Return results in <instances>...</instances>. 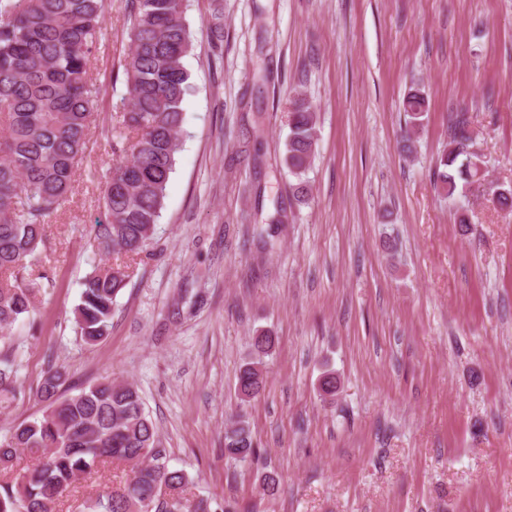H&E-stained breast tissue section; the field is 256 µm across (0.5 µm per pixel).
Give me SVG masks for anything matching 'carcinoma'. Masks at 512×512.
Returning <instances> with one entry per match:
<instances>
[{"label":"carcinoma","instance_id":"obj_1","mask_svg":"<svg viewBox=\"0 0 512 512\" xmlns=\"http://www.w3.org/2000/svg\"><path fill=\"white\" fill-rule=\"evenodd\" d=\"M106 0H0V405L20 394L17 364L9 341L14 327L35 317L34 291L48 218L71 192L96 121L98 89L87 65L100 34ZM127 21L132 49L123 65L128 111L113 127L106 177L104 218L91 225L102 255L148 253L167 186L180 150L183 102L190 74L183 64L192 51L184 0H129ZM405 127L401 150L415 149L429 100L422 88L402 101ZM290 134L284 157L298 179L316 145V115L298 94L291 102ZM467 113L448 124V149L433 177L453 198L461 186L482 177ZM131 278L122 262L96 265L80 282L74 308L76 332L87 344L104 340L112 327L114 304ZM274 337L253 338L255 356L240 366L237 392L247 401L264 382L261 358L271 354ZM58 371L47 372L37 388L45 402L41 415L13 426L0 439V473L26 451L33 465L11 481H0V512H51L75 479L90 478L107 464H131L134 477L122 489L89 499L87 512H210L205 499L184 496L187 475L168 466L156 426L138 388L105 377L78 394H59ZM224 452L233 458L258 457L249 423L238 418L224 432ZM169 488L177 500H160Z\"/></svg>","mask_w":512,"mask_h":512}]
</instances>
